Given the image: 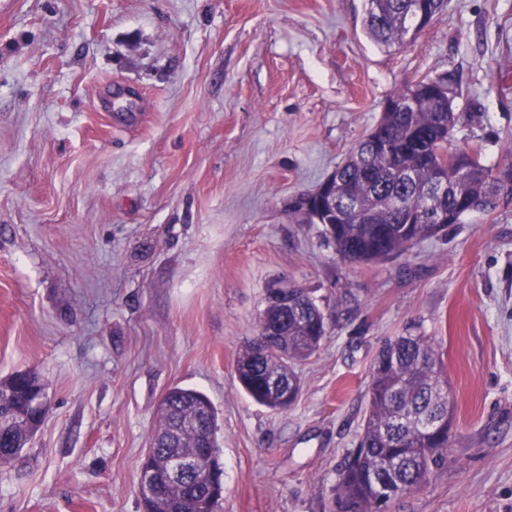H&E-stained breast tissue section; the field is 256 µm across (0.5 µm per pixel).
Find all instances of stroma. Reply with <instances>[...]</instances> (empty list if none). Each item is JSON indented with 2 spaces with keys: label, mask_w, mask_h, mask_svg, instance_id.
Returning <instances> with one entry per match:
<instances>
[{
  "label": "stroma",
  "mask_w": 512,
  "mask_h": 512,
  "mask_svg": "<svg viewBox=\"0 0 512 512\" xmlns=\"http://www.w3.org/2000/svg\"><path fill=\"white\" fill-rule=\"evenodd\" d=\"M445 74L455 144L512 166V0H445L406 52L363 0H0V378L39 373L49 405L0 512H143L175 386L216 408L219 512H337L373 359L411 325L448 355L452 446L388 512H512V200L376 265L288 212ZM282 284L328 334L273 410L235 360Z\"/></svg>",
  "instance_id": "obj_1"
}]
</instances>
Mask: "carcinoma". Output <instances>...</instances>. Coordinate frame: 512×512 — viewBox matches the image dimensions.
<instances>
[{
    "mask_svg": "<svg viewBox=\"0 0 512 512\" xmlns=\"http://www.w3.org/2000/svg\"><path fill=\"white\" fill-rule=\"evenodd\" d=\"M443 0H364L365 30L376 43L399 50L413 48L421 29L413 18L433 20ZM411 99L400 112L386 110L337 167L332 181L336 210L300 195L292 210L304 224L322 225L321 235L336 255L351 263H382L401 257L420 243L460 224L470 213L496 207L493 169L481 157L470 159L461 191L448 196V223L429 224L426 186L441 157L458 150L453 132L462 115L433 86L417 80L392 95ZM375 213L376 223L357 224V210ZM266 325L264 349L253 343L239 351V384L257 403L273 409L291 406L300 391L295 364L307 359L327 336L325 315L309 292L288 289V302L268 298L260 317ZM386 355L375 358L368 388L362 433L339 470L336 486L340 512H387L390 490L404 494L425 488L447 460L448 378L445 352L431 337L396 336L385 343ZM34 371L0 379V412L13 413L20 424L0 429V460L15 457L46 412L31 404ZM151 439V463L170 448L192 453L206 445L220 456L217 414L209 398L175 386L167 394ZM211 471L164 486L146 499L150 512H218L221 501L210 489Z\"/></svg>",
    "mask_w": 512,
    "mask_h": 512,
    "instance_id": "1",
    "label": "carcinoma"
}]
</instances>
